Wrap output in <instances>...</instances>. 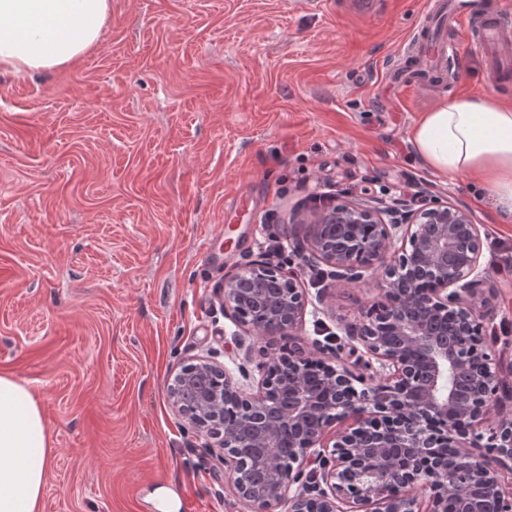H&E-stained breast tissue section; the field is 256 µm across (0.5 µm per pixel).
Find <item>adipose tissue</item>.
<instances>
[{
    "label": "adipose tissue",
    "instance_id": "adipose-tissue-1",
    "mask_svg": "<svg viewBox=\"0 0 512 512\" xmlns=\"http://www.w3.org/2000/svg\"><path fill=\"white\" fill-rule=\"evenodd\" d=\"M112 0H0V69L49 71L75 63L100 40ZM424 165L443 176L476 174L479 203L512 223V106L451 97L409 130ZM53 450L38 398L0 374V512H39Z\"/></svg>",
    "mask_w": 512,
    "mask_h": 512
}]
</instances>
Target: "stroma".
<instances>
[{"instance_id": "1", "label": "stroma", "mask_w": 512, "mask_h": 512, "mask_svg": "<svg viewBox=\"0 0 512 512\" xmlns=\"http://www.w3.org/2000/svg\"><path fill=\"white\" fill-rule=\"evenodd\" d=\"M112 0L97 47L0 72V373L40 400L53 462L40 512H238L224 468L173 411L172 373L236 356L218 290L313 230V194L426 189L485 237L489 326L512 364V223L444 179L408 129L443 97L512 103L467 25L439 81L391 73L434 0ZM213 239L204 249V239ZM370 285L330 291L307 336L338 333Z\"/></svg>"}]
</instances>
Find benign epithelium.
Segmentation results:
<instances>
[{"instance_id":"7a95c632","label":"benign epithelium","mask_w":512,"mask_h":512,"mask_svg":"<svg viewBox=\"0 0 512 512\" xmlns=\"http://www.w3.org/2000/svg\"><path fill=\"white\" fill-rule=\"evenodd\" d=\"M286 248L323 263L321 281L378 296L332 346L305 332L329 285L312 296L267 256L224 280L243 357L184 362L167 393L246 512H512V375L487 335L471 211L430 193L336 195Z\"/></svg>"}]
</instances>
